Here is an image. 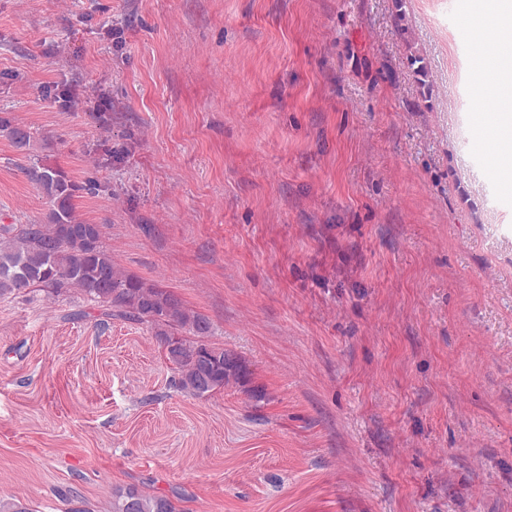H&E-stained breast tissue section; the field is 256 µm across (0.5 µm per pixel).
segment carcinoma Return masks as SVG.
Listing matches in <instances>:
<instances>
[{
	"label": "carcinoma",
	"mask_w": 512,
	"mask_h": 512,
	"mask_svg": "<svg viewBox=\"0 0 512 512\" xmlns=\"http://www.w3.org/2000/svg\"><path fill=\"white\" fill-rule=\"evenodd\" d=\"M0 130L20 148L30 144L28 131L3 118ZM29 173L51 208L38 224H0V295L75 289L96 303L107 319L149 324L177 374L178 388L193 397L209 396L247 377L240 357L205 341L211 335L205 316L188 308L174 292L116 264L100 226L77 217L78 187L63 171L34 166ZM112 512H178V508L166 495L121 487L112 492Z\"/></svg>",
	"instance_id": "1"
}]
</instances>
